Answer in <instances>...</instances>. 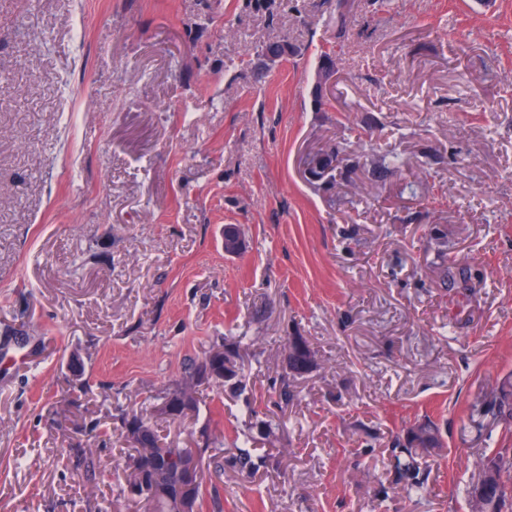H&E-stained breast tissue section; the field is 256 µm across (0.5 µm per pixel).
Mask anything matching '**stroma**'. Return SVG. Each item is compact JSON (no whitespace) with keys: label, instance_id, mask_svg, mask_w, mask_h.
<instances>
[{"label":"stroma","instance_id":"stroma-1","mask_svg":"<svg viewBox=\"0 0 512 512\" xmlns=\"http://www.w3.org/2000/svg\"><path fill=\"white\" fill-rule=\"evenodd\" d=\"M333 148L359 167L311 183ZM448 256L470 272L445 287ZM293 334L318 366L280 408ZM224 339L244 396L160 427L224 443L201 512H470L476 460L512 448L472 411L512 373V0H0V512H148L120 417ZM428 419L411 495L392 444ZM246 431L272 459L247 476Z\"/></svg>","mask_w":512,"mask_h":512}]
</instances>
